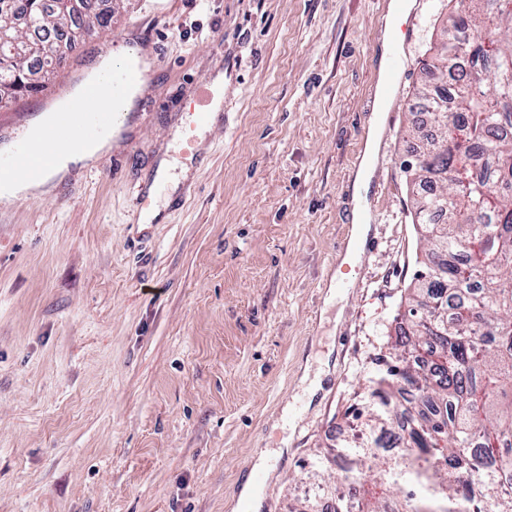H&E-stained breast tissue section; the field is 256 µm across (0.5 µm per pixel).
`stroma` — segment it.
<instances>
[{
	"label": "stroma",
	"mask_w": 512,
	"mask_h": 512,
	"mask_svg": "<svg viewBox=\"0 0 512 512\" xmlns=\"http://www.w3.org/2000/svg\"><path fill=\"white\" fill-rule=\"evenodd\" d=\"M401 18L411 69L350 241L385 0H112L56 78L72 97L125 35L158 54L117 153L0 207V512H288L300 466L353 432L418 266L404 162L424 63L453 0ZM224 75L192 191L133 203L172 157L199 84ZM47 94L0 111V150Z\"/></svg>",
	"instance_id": "35a3bbf8"
}]
</instances>
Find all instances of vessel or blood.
Segmentation results:
<instances>
[{
  "label": "vessel or blood",
  "instance_id": "1",
  "mask_svg": "<svg viewBox=\"0 0 512 512\" xmlns=\"http://www.w3.org/2000/svg\"><path fill=\"white\" fill-rule=\"evenodd\" d=\"M387 82L383 90L385 99H392L402 87L406 72L410 66V58L403 48L400 30H392L388 36ZM126 59L122 66L114 68L110 92L113 101H121L130 94H148L151 76L157 64L153 50L145 45L126 41L123 49ZM213 94L208 88L200 90V108L194 112L190 125L191 135L181 140L182 154L198 152L200 142L197 136L199 129L211 126L213 114ZM83 109L81 101H73L70 111L63 112L54 108L48 109L45 116V128L37 141L16 142L9 154L0 156V175L22 174L27 179H39L45 169V162L51 159L56 148L63 143L75 142L104 128H111L113 139H120L128 115L124 112L96 115L94 122H79L78 116Z\"/></svg>",
  "mask_w": 512,
  "mask_h": 512
}]
</instances>
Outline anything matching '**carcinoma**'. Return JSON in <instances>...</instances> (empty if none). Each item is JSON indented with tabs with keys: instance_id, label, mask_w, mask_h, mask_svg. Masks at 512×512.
Returning a JSON list of instances; mask_svg holds the SVG:
<instances>
[{
	"instance_id": "carcinoma-1",
	"label": "carcinoma",
	"mask_w": 512,
	"mask_h": 512,
	"mask_svg": "<svg viewBox=\"0 0 512 512\" xmlns=\"http://www.w3.org/2000/svg\"><path fill=\"white\" fill-rule=\"evenodd\" d=\"M66 17L74 29L112 24L71 0H0V30L13 38L0 42V103L55 75L80 37L31 66L14 57ZM434 72L450 80V104L411 125L422 148L406 164L420 188L424 270L408 288L400 340L355 396V418L376 438L303 463L314 493L289 512H309L337 462L352 480L332 512H512V0H468L448 15L421 102Z\"/></svg>"
}]
</instances>
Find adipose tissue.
<instances>
[{"mask_svg": "<svg viewBox=\"0 0 512 512\" xmlns=\"http://www.w3.org/2000/svg\"><path fill=\"white\" fill-rule=\"evenodd\" d=\"M115 66L112 59L102 60L78 89V96L84 100L91 111L114 112L112 96L107 87L112 82ZM379 130L370 128L365 144L364 154L355 175L353 198L355 202L351 238L355 241L365 240L369 231V209L364 202V195L371 180L372 170L369 158L378 149ZM112 146L111 131H104L98 137L86 139L79 144H63L56 151L53 162L44 177L29 181L21 177H0V204L10 205L22 197H40L48 194L55 182L64 179L72 168L84 166L96 160Z\"/></svg>", "mask_w": 512, "mask_h": 512, "instance_id": "adipose-tissue-1", "label": "adipose tissue"}]
</instances>
